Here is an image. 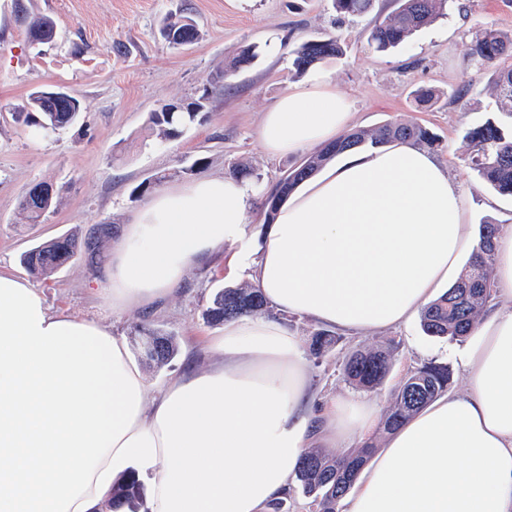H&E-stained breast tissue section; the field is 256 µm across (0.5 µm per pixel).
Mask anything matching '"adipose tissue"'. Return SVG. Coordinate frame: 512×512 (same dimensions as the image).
Listing matches in <instances>:
<instances>
[{"instance_id": "ef3b65f1", "label": "adipose tissue", "mask_w": 512, "mask_h": 512, "mask_svg": "<svg viewBox=\"0 0 512 512\" xmlns=\"http://www.w3.org/2000/svg\"><path fill=\"white\" fill-rule=\"evenodd\" d=\"M349 120L315 70L266 112L260 138L289 155L336 140ZM254 195L224 176L162 190L112 254L113 308L170 295L190 264L223 250L277 311L226 322L209 365L162 387L122 337L50 311L30 282L0 272V512H100L131 470L148 512H271L308 448L374 432L375 402L317 397L278 316L360 336L409 325L476 248L460 184L431 152L396 141L327 164L260 238ZM494 284L499 307L453 352L465 389L389 434L342 512H512L511 232L497 240Z\"/></svg>"}]
</instances>
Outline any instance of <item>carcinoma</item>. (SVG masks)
I'll use <instances>...</instances> for the list:
<instances>
[{
	"instance_id": "1",
	"label": "carcinoma",
	"mask_w": 512,
	"mask_h": 512,
	"mask_svg": "<svg viewBox=\"0 0 512 512\" xmlns=\"http://www.w3.org/2000/svg\"><path fill=\"white\" fill-rule=\"evenodd\" d=\"M398 7L390 14L374 20L369 33L371 46L385 52L407 41L420 28L443 15L448 0H396ZM340 17L359 16L369 11L372 0H334ZM162 34L176 48L185 39L195 40L197 30L188 17L171 16L165 21ZM512 52V33L487 29L476 38L471 55L478 72L492 71V84L496 92L497 112L512 119V68L498 67L496 62ZM342 53L336 37L311 39L292 50L293 67L304 72L325 59ZM181 101H169L151 113L150 120L158 135L171 139L201 119L202 113L179 108ZM16 117L24 123L40 129L46 125L64 128L74 124L80 113L57 112L55 105L30 94L27 104ZM464 139L471 148V165L480 177L502 195L512 196V133L504 132L495 121H487L470 128ZM393 141H409L429 150L439 146V139L429 128L416 123L387 124L370 133L354 130L336 143L323 147L290 170L265 195L263 202L267 223H272L282 198L303 180L311 177L341 152L367 144L380 146ZM54 204L50 195L41 203H30L22 195L21 211L26 219L37 224ZM500 233L497 224L481 225L478 247L467 262L458 280L421 312L423 331L430 336L446 337L461 341L470 335L485 304L493 293L495 240ZM114 234V226L101 224L88 237L80 240L63 235L55 240L39 244L21 256V264L32 274L45 278L54 275L76 258L90 256L94 265L102 243ZM249 314H272L269 302L260 289L251 284L216 289L203 316L212 325ZM144 345L152 336L161 337V354L146 356L145 360L160 368L167 365L177 354L176 338L170 334L140 327L137 329ZM341 342V337L320 329L313 334L310 343L311 356L321 357ZM398 343L391 340L381 345H367L343 358L344 379L352 387L366 392L380 389L389 373ZM452 374L448 365L427 362L410 369L402 384L392 394L389 406L382 415L379 431L389 435L403 422L433 401L451 385ZM377 443L365 441L346 453H330L323 448H311L303 457L295 473L303 493L316 506L317 512H337L339 501L345 497L361 469L375 454ZM143 503V485L136 474L131 473L112 487V494L101 507V512H119L135 509Z\"/></svg>"
}]
</instances>
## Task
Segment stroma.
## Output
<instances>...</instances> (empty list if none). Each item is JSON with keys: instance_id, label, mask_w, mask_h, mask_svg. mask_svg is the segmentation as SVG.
Here are the masks:
<instances>
[{"instance_id": "1", "label": "stroma", "mask_w": 512, "mask_h": 512, "mask_svg": "<svg viewBox=\"0 0 512 512\" xmlns=\"http://www.w3.org/2000/svg\"><path fill=\"white\" fill-rule=\"evenodd\" d=\"M192 18L199 37L177 49L160 36L168 15ZM56 25L52 43L32 46L28 27L38 17ZM370 16L338 22L332 0H0V271L30 278L51 311L98 322L135 346L134 327L174 334L177 356L164 367H143L158 387L190 367L208 363L207 341L221 327L204 317L214 289L252 279L248 270L228 277L223 253L191 265L178 291L149 308L116 312L98 282L118 244L110 239L96 267L76 260L49 278L29 276L21 254L67 233L82 236L97 225L124 231L149 200L137 186L163 176L172 188L201 176L228 175L240 164L263 177L266 193L300 165L307 151L279 157L264 149L259 131L265 112L289 87L303 84L292 66L302 41L337 33L343 53L323 61L337 92L352 112L351 129L372 130L391 121L415 122L440 139L434 154L460 182L466 221L512 226V198L486 186L468 164L463 139L471 127L495 118L489 74H477L471 46L488 28L512 33V0H450L444 16L388 51L368 42ZM280 38L270 51L271 38ZM256 46L251 65L212 89L238 48ZM475 87H468V80ZM62 87L85 106L79 123L49 134L18 122L15 114L36 87ZM433 90L431 102H416L417 89ZM209 99L203 118L174 140L161 138L149 117L172 99ZM52 183L58 204L40 223L24 219L19 199L36 182ZM400 347L383 389L374 398L387 405L408 368L436 361L448 364L452 389L465 375L450 352L456 344L426 335L419 322L367 337L349 336L321 358L309 359L320 394H352L342 374L345 352L387 340Z\"/></svg>"}]
</instances>
